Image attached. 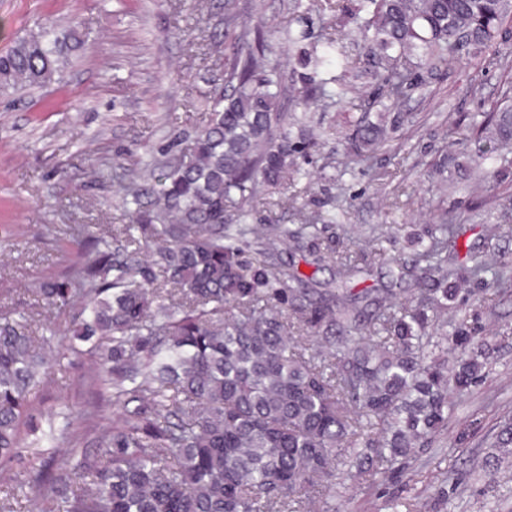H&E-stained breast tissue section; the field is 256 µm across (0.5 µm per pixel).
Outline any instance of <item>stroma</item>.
Returning a JSON list of instances; mask_svg holds the SVG:
<instances>
[{
	"label": "stroma",
	"mask_w": 512,
	"mask_h": 512,
	"mask_svg": "<svg viewBox=\"0 0 512 512\" xmlns=\"http://www.w3.org/2000/svg\"><path fill=\"white\" fill-rule=\"evenodd\" d=\"M223 14L224 0H198L193 9L179 0H0V53L44 21L61 30L79 22L85 41L49 84L23 96L0 93V312L48 315L58 330L56 346L67 344L73 309L48 311L35 291L43 276L67 265L52 228L126 223L116 183L99 170L112 163L135 180L148 154L183 147L202 122L204 97L219 75ZM263 16L277 29L305 28L315 37L328 21L313 10H294L292 0H264ZM502 53L512 57V42L468 61L449 60L426 76L396 107L411 118L400 131L403 144L377 154L372 166L351 163L332 140L298 158L310 177L289 186V194L319 201L322 215L336 217L354 237L398 232L408 253L414 234L437 220L433 201L445 198L467 216V194L429 179L425 163L443 153L481 155L484 143L463 147L445 132L497 100ZM86 369L85 359L67 356L38 401L46 413L91 411L90 421H73L71 429L92 451L112 426L113 408L106 393L86 382ZM463 401L449 434L474 412L482 420L479 432L447 457L428 460L424 471L452 487L447 512H486L498 499L512 512V459L491 463L487 445L503 409H512V339L500 347L485 383Z\"/></svg>",
	"instance_id": "1"
}]
</instances>
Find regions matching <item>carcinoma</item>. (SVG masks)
Returning <instances> with one entry per match:
<instances>
[{
  "label": "carcinoma",
  "instance_id": "obj_1",
  "mask_svg": "<svg viewBox=\"0 0 512 512\" xmlns=\"http://www.w3.org/2000/svg\"><path fill=\"white\" fill-rule=\"evenodd\" d=\"M351 2L365 59L352 57L338 25L327 26L320 46L298 56L297 105L305 110L349 99V75L365 65L377 99L396 104L422 86L414 63L432 72L450 55L478 56L512 35V0ZM247 9L258 17L251 28L237 5L224 4V71L184 151L153 159L144 183L120 184L131 223L65 234L61 250L76 253V264L37 288L58 310L82 300L72 322L88 347L71 350L93 361L90 383L111 391L116 410L97 454L74 443L68 454L80 460L71 468L57 461L54 430L31 425L36 389L63 355L40 333L49 327L0 316V512H19V497L30 494L44 512H347L349 497L336 491L340 466L358 488L412 481L421 455L460 448L481 426L473 413L448 440V422L486 378L499 345L465 320L450 325L441 316L466 297L492 301L487 289L450 279L506 287L512 262L471 252L469 265L448 266L467 225L446 209L426 225L419 250L398 260L387 257L383 236L360 242L319 214L295 228L250 223L258 199L295 203L283 188L300 175L296 157L335 137L336 127L316 134L288 111L261 0ZM82 45L75 30L48 26L18 38L0 54V92L51 82ZM499 88L469 133L489 144L505 172L507 64ZM390 130L362 113L341 136L346 155L371 163ZM448 173L446 154L427 163L436 181L448 183ZM466 188L476 211L512 205V180H497L492 195L480 180ZM381 260L416 291L397 302L391 288L349 286L359 262ZM325 269L335 287L321 292L314 285ZM489 447L512 456L511 420Z\"/></svg>",
  "mask_w": 512,
  "mask_h": 512
}]
</instances>
